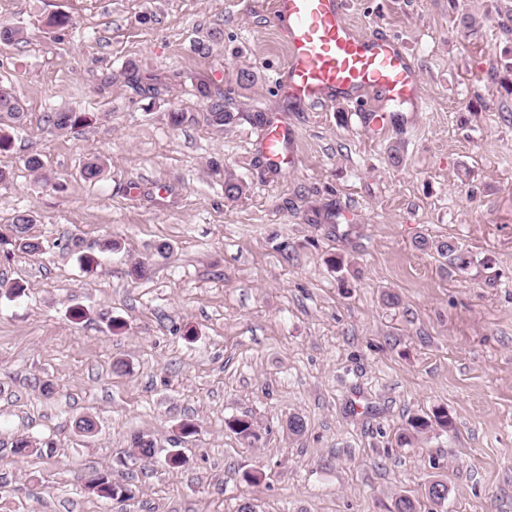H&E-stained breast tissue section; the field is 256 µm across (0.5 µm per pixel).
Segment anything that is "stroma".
Listing matches in <instances>:
<instances>
[{
    "label": "stroma",
    "instance_id": "obj_1",
    "mask_svg": "<svg viewBox=\"0 0 512 512\" xmlns=\"http://www.w3.org/2000/svg\"><path fill=\"white\" fill-rule=\"evenodd\" d=\"M273 3L0 0L21 31L0 40V87L24 108L0 152V512H395L402 496L427 512L434 480L444 512H512V0H348L360 32L402 38L420 95L322 108L274 81L288 47ZM55 14L72 27H47ZM203 80L237 117L223 134ZM60 111L92 122L49 131ZM258 112L291 132L283 169ZM29 211L39 254L9 243ZM421 237L474 265L448 272ZM105 238L116 251L98 252ZM438 407L451 427L408 432ZM244 415L255 442L225 425ZM137 435L152 463L129 457ZM21 438L37 453L16 455ZM94 475L129 498L90 493ZM415 247L421 251L434 250L444 260V266L448 267L449 272H465L474 262L469 251L453 239L429 242L425 238H420L415 241Z\"/></svg>",
    "mask_w": 512,
    "mask_h": 512
}]
</instances>
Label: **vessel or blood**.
<instances>
[{"label":"vessel or blood","instance_id":"b4317fda","mask_svg":"<svg viewBox=\"0 0 512 512\" xmlns=\"http://www.w3.org/2000/svg\"><path fill=\"white\" fill-rule=\"evenodd\" d=\"M274 8L288 46L282 82L288 97L314 107L338 94L359 98L367 89L399 104L417 97L415 61L401 39L358 33L346 18V0H275ZM287 142L286 125L270 126L263 141L267 161L286 165Z\"/></svg>","mask_w":512,"mask_h":512}]
</instances>
